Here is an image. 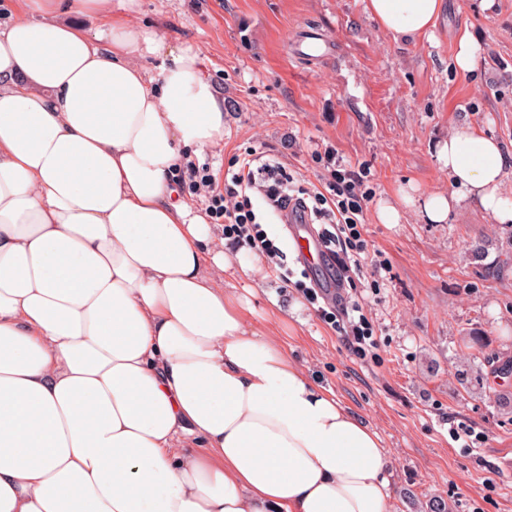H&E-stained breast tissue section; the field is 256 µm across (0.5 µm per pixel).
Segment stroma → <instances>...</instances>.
<instances>
[{
    "label": "stroma",
    "mask_w": 512,
    "mask_h": 512,
    "mask_svg": "<svg viewBox=\"0 0 512 512\" xmlns=\"http://www.w3.org/2000/svg\"><path fill=\"white\" fill-rule=\"evenodd\" d=\"M432 37L396 42L366 0H141L139 23L165 24L172 48L200 52L223 96L224 139L202 160L216 179L246 151L282 163L298 185L322 187L331 149L370 171L374 195L360 228L362 272L343 288L358 302L376 347L354 354L293 287L270 270L231 278L289 356L333 389L382 437L397 512H512V376L486 359L512 358V230L464 207L443 224L404 205L409 187L444 190L437 146L460 121L512 142V0H447ZM478 46L475 70H457L462 31ZM306 31L333 45L326 63L292 53ZM402 219L382 224L380 204ZM386 263L374 276L376 263ZM467 429L458 438L453 428Z\"/></svg>",
    "instance_id": "obj_1"
}]
</instances>
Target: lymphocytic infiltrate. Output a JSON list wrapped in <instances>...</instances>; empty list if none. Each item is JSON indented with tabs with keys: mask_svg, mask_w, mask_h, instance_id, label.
Masks as SVG:
<instances>
[{
	"mask_svg": "<svg viewBox=\"0 0 512 512\" xmlns=\"http://www.w3.org/2000/svg\"><path fill=\"white\" fill-rule=\"evenodd\" d=\"M331 178L323 189L308 190L294 182L292 174L277 162L254 163L243 158L238 168L227 170L223 182L216 180L207 168L186 162L177 168L175 178L189 191L205 192L207 210L213 221L223 224L224 237L231 246H248L264 254L275 265L282 281H290L293 270L287 266L283 252L263 232L253 209V198H260L270 211H277L282 201L296 198L308 203L312 220L323 226L320 237L331 252L334 263L331 276L335 284L351 280L360 269L358 254L365 245L359 230L364 211L373 190L366 183L367 171L353 169L342 157H334ZM322 319L336 324L346 344L358 355L373 347V330L358 304L347 303L341 294L330 295Z\"/></svg>",
	"mask_w": 512,
	"mask_h": 512,
	"instance_id": "f902f5d3",
	"label": "lymphocytic infiltrate"
}]
</instances>
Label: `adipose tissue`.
<instances>
[{"mask_svg":"<svg viewBox=\"0 0 512 512\" xmlns=\"http://www.w3.org/2000/svg\"><path fill=\"white\" fill-rule=\"evenodd\" d=\"M14 0L0 24V512H391L390 458L224 286L227 249L173 169L224 99L139 0ZM446 0H368L394 41ZM102 19L89 35L63 14ZM431 224L512 222V150L459 123Z\"/></svg>","mask_w":512,"mask_h":512,"instance_id":"obj_1","label":"adipose tissue"}]
</instances>
